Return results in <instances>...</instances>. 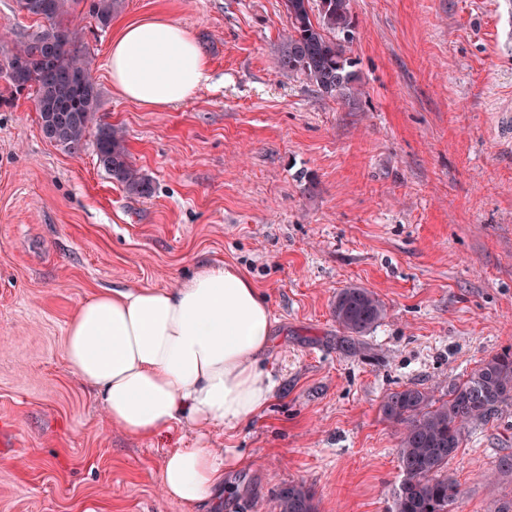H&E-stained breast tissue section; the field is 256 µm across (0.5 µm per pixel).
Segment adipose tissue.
<instances>
[{
    "label": "adipose tissue",
    "mask_w": 512,
    "mask_h": 512,
    "mask_svg": "<svg viewBox=\"0 0 512 512\" xmlns=\"http://www.w3.org/2000/svg\"><path fill=\"white\" fill-rule=\"evenodd\" d=\"M113 87L152 108L179 103L210 80L191 35L163 17L132 21L112 40ZM266 298L241 270L200 266L176 287L106 289L70 322L65 359L94 386L109 420L133 437L185 424L232 430L269 402L275 383ZM220 448H174L160 471L166 497L185 512L224 490Z\"/></svg>",
    "instance_id": "ef3b65f1"
}]
</instances>
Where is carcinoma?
<instances>
[{"instance_id": "cac0c4a2", "label": "carcinoma", "mask_w": 512, "mask_h": 512, "mask_svg": "<svg viewBox=\"0 0 512 512\" xmlns=\"http://www.w3.org/2000/svg\"><path fill=\"white\" fill-rule=\"evenodd\" d=\"M106 28L121 11L124 0H17L19 12L37 17L45 27L13 44L7 64H0V106L11 97L32 92L40 127L51 142L76 153L84 145L98 111V93L90 77V61L82 49L83 28L74 24L78 7ZM288 32L284 36L280 68L300 74L329 96L347 100L358 93L356 77L346 57L356 20L351 0H285ZM99 165L127 194H153L151 179L136 168L125 146V132L110 123L96 127ZM332 313L347 333L362 336L387 315L385 304L367 288L351 284L336 293ZM512 402V350L485 360L469 377L448 390L437 405L415 386L385 396L383 418L400 426L397 456L404 480L393 512H450L458 487L442 475L448 461L462 447L468 428L494 418L500 406ZM275 512H316L314 497L302 484L282 488Z\"/></svg>"}]
</instances>
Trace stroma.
<instances>
[{
	"mask_svg": "<svg viewBox=\"0 0 512 512\" xmlns=\"http://www.w3.org/2000/svg\"><path fill=\"white\" fill-rule=\"evenodd\" d=\"M360 89L327 97L279 68L284 0H125L107 29L84 16L97 116L123 128L154 193L128 195L94 138L47 140L29 95L0 107V512H183L160 486L171 448H229L233 491L198 512H272L301 483L317 512H390L398 427L380 404L415 386L444 399L512 348V0H351ZM165 17L192 35L211 80L151 109L112 86L115 28ZM43 28L0 0V55ZM232 264L275 320L270 404L240 427L135 438L64 358L80 306L112 288H172ZM387 306L362 336L337 292ZM512 403L448 463L452 512L512 501ZM332 313L343 330L362 336L386 317L387 308L374 292L351 284L337 292Z\"/></svg>",
	"mask_w": 512,
	"mask_h": 512,
	"instance_id": "35a3bbf8",
	"label": "stroma"
}]
</instances>
